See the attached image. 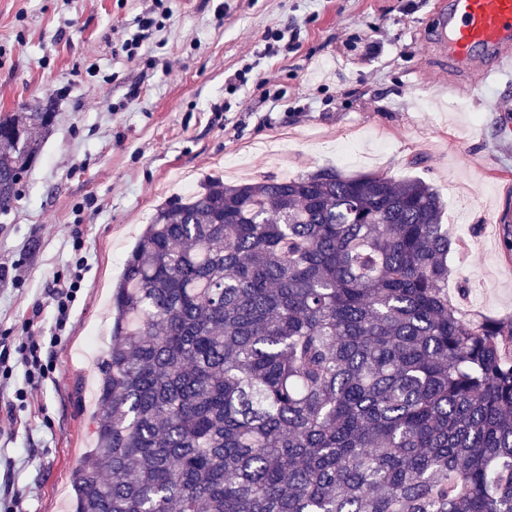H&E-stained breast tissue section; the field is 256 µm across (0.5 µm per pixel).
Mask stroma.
Here are the masks:
<instances>
[{"mask_svg": "<svg viewBox=\"0 0 512 512\" xmlns=\"http://www.w3.org/2000/svg\"><path fill=\"white\" fill-rule=\"evenodd\" d=\"M437 0H0V113L50 107L41 153L0 212V346L61 335L56 371L24 403L22 368L0 378V512H71L86 461L96 363L110 347L112 287L127 253L170 197L211 176L292 178L323 167L421 177L465 242L448 260L464 308L512 315V260L498 219L512 211V75L456 76L425 42ZM164 10L136 60L122 44ZM297 47L264 56L269 32ZM377 53L348 51L350 38ZM251 68L239 89L230 75ZM267 78L265 88L256 79ZM84 281L63 332L47 285L74 258ZM43 315L33 320L32 308Z\"/></svg>", "mask_w": 512, "mask_h": 512, "instance_id": "35a3bbf8", "label": "stroma"}]
</instances>
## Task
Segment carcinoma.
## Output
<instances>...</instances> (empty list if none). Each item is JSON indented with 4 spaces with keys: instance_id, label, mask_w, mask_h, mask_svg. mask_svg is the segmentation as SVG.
Instances as JSON below:
<instances>
[{
    "instance_id": "1",
    "label": "carcinoma",
    "mask_w": 512,
    "mask_h": 512,
    "mask_svg": "<svg viewBox=\"0 0 512 512\" xmlns=\"http://www.w3.org/2000/svg\"><path fill=\"white\" fill-rule=\"evenodd\" d=\"M54 113L0 115V212ZM436 188L319 169L160 206L112 292L74 512H512V316Z\"/></svg>"
}]
</instances>
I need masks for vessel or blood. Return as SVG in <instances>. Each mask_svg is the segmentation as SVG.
Wrapping results in <instances>:
<instances>
[{
  "mask_svg": "<svg viewBox=\"0 0 512 512\" xmlns=\"http://www.w3.org/2000/svg\"><path fill=\"white\" fill-rule=\"evenodd\" d=\"M430 49L458 73H511L512 0H438Z\"/></svg>",
  "mask_w": 512,
  "mask_h": 512,
  "instance_id": "b4317fda",
  "label": "vessel or blood"
}]
</instances>
